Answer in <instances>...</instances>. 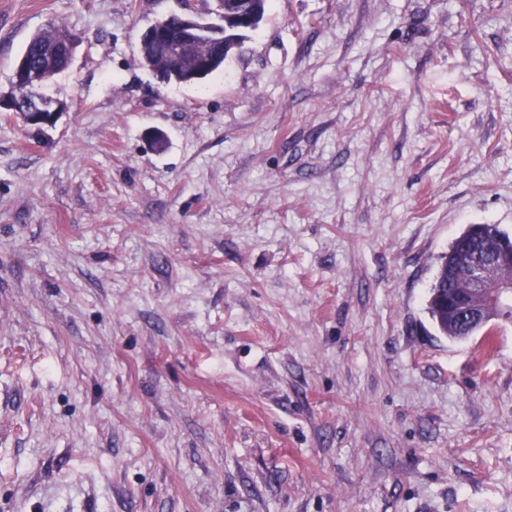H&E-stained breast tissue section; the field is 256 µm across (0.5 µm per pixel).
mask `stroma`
Segmentation results:
<instances>
[{
    "label": "stroma",
    "mask_w": 512,
    "mask_h": 512,
    "mask_svg": "<svg viewBox=\"0 0 512 512\" xmlns=\"http://www.w3.org/2000/svg\"><path fill=\"white\" fill-rule=\"evenodd\" d=\"M179 7L0 0V97L79 37L53 126L0 112V512H512V322L426 311L512 234V0H270L164 83ZM193 2L195 0H180L181 11L171 13L178 19L180 28L177 30L175 40H172L169 34H166L160 28H155L152 24L142 33L140 41H163L172 53H174L173 49L178 52L181 51V46L191 44L200 32L198 25L203 24V19L195 11ZM175 17L172 16L167 22H164L165 18L158 22H164L163 26L174 24ZM172 43L176 45L171 46ZM140 53L145 67L153 73L163 75L168 82L175 81L176 83L197 82L193 63L199 54L208 55L211 65L210 75L223 68L225 60L224 54L217 49L215 42L207 33L198 35L196 44L179 61L171 62L165 58L163 47L152 42L144 43ZM77 36L68 30L49 28L35 33L26 44L15 69L28 68L39 71L40 75L46 78H54L55 75L65 70L66 65L62 60L50 54L58 44L64 40L71 43ZM40 75L32 73L28 76L27 71L18 70L15 74L17 81L29 82L36 87H41L47 83ZM447 259H448V252H446L439 258V263H438L437 271H436V275H435V281L430 289L429 297L427 300V310H428L430 317L432 318L435 326L437 327V330L439 331V333L441 335L448 337V339L452 340V341H460V340L468 338V336H471L473 333H469V332L463 333L461 330L449 328L435 308V297H433L431 299V297L436 292H439V291L445 292V288H448L446 281H444L443 279H440L438 276L440 268L447 262Z\"/></svg>",
    "instance_id": "1"
}]
</instances>
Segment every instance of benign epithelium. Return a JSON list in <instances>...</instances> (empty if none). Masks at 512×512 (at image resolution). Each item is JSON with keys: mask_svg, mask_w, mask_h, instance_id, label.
I'll return each instance as SVG.
<instances>
[{"mask_svg": "<svg viewBox=\"0 0 512 512\" xmlns=\"http://www.w3.org/2000/svg\"><path fill=\"white\" fill-rule=\"evenodd\" d=\"M195 0H180L181 11L174 13L179 29L176 39L163 30L150 26L141 39L165 42L168 49L181 50L199 34L202 18L193 7ZM215 12L222 21L221 31L214 35L224 43L225 33L232 31L245 34L254 30V15L242 8L229 16L224 10V0H214ZM19 113L26 124L35 127L51 125L59 112V101L39 95L32 105L19 108L14 102L0 98V110ZM469 235L474 244L459 254V267L466 274L463 287L448 294V317L458 326L469 330L490 331L500 322L512 320V236L507 238L498 232L495 224H470Z\"/></svg>", "mask_w": 512, "mask_h": 512, "instance_id": "7a95c632", "label": "benign epithelium"}]
</instances>
